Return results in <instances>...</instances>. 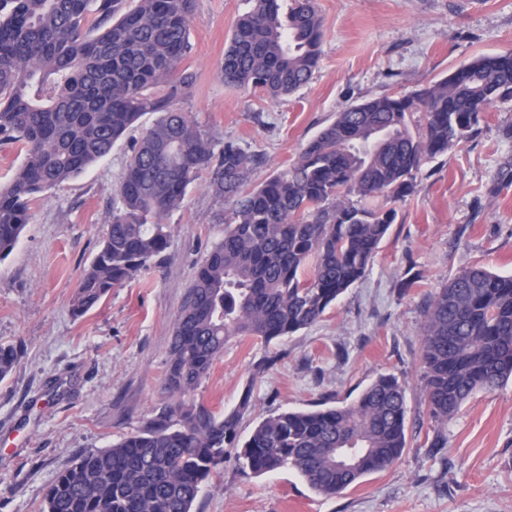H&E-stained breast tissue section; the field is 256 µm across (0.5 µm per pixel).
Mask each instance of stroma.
Instances as JSON below:
<instances>
[{
    "label": "stroma",
    "mask_w": 512,
    "mask_h": 512,
    "mask_svg": "<svg viewBox=\"0 0 512 512\" xmlns=\"http://www.w3.org/2000/svg\"><path fill=\"white\" fill-rule=\"evenodd\" d=\"M317 3L319 67L295 94L272 99L227 87L218 73L248 0H195L181 63L193 83L177 105L216 144L260 157L249 187L287 168L342 108L412 94L477 56L512 51V0ZM154 120L145 115L107 156L38 197L0 258V344L18 352L0 380V512H41L51 484L82 453L142 429L169 399L163 378L175 320L224 236L226 203L210 170L166 216L168 248L83 317L71 312L111 222L129 147ZM508 161L512 101L496 104L472 139L426 162L418 193L401 204L365 277L314 325L267 345L231 339L192 395L221 415L251 388L244 440L270 415L345 406L391 375L407 398L408 446L398 463L326 497L291 469L243 474L230 455L192 512H512V381L476 393L438 430L424 414L419 380L427 297L464 267L512 275V187L492 190ZM410 267L420 280L406 288ZM270 353L280 354L277 365L252 376V364ZM438 433L447 444L435 455L429 443Z\"/></svg>",
    "instance_id": "obj_1"
}]
</instances>
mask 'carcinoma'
I'll return each mask as SVG.
<instances>
[{
  "instance_id": "1",
  "label": "carcinoma",
  "mask_w": 512,
  "mask_h": 512,
  "mask_svg": "<svg viewBox=\"0 0 512 512\" xmlns=\"http://www.w3.org/2000/svg\"><path fill=\"white\" fill-rule=\"evenodd\" d=\"M252 0L224 52L220 77L279 99L308 84L321 56L315 0ZM193 0H0V138L23 163L0 187V257L29 223L33 199L105 157L131 126L161 113L130 150L100 250L72 302L84 316L162 254L169 212L211 169L229 203L224 237L199 266L176 319L164 388L171 400L136 434L80 455L48 489L42 512H191L202 485L235 453L243 473L289 468L334 496L393 465L407 448L406 389L381 375L348 406L288 411L261 421L242 447L252 405L217 416L187 402L236 336L265 344L314 324L368 270L418 192L427 160L466 142L487 112L512 100V53L480 56L411 95H385L336 113L289 167L256 188L257 158L215 149L174 99L192 74ZM168 85L165 95L153 89ZM424 313L426 415L448 424L475 392L512 379V276L467 267ZM17 362L0 345V379Z\"/></svg>"
}]
</instances>
